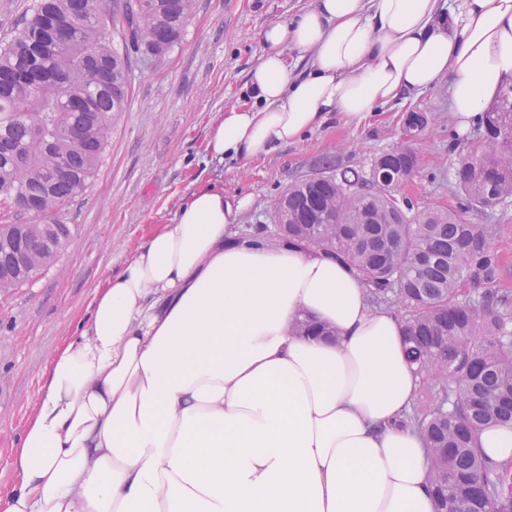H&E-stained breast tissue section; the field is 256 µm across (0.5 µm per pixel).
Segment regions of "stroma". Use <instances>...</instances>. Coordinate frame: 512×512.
Instances as JSON below:
<instances>
[{
    "instance_id": "35a3bbf8",
    "label": "stroma",
    "mask_w": 512,
    "mask_h": 512,
    "mask_svg": "<svg viewBox=\"0 0 512 512\" xmlns=\"http://www.w3.org/2000/svg\"><path fill=\"white\" fill-rule=\"evenodd\" d=\"M312 4L198 0L182 44L163 64L130 53L128 106L117 117L97 176L63 214L73 227L68 247L28 285L0 294V487L17 478L12 450L43 394L56 348L84 322L94 289L121 270L149 232L174 223L194 185L215 184L250 198L236 236L268 243L276 199L316 172L321 159L367 172L384 152L412 150L417 165L401 192L413 214L442 206L468 223L491 225L502 269L498 286L512 292V200L488 210L463 207L455 171L471 150L483 148L485 125L457 126L447 79L366 122L330 121L256 162L219 163L207 155L218 115L251 99L248 75L265 53L263 30L294 20ZM412 112L428 122L409 138L404 121Z\"/></svg>"
}]
</instances>
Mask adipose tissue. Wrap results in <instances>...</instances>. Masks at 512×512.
Here are the masks:
<instances>
[{
  "label": "adipose tissue",
  "mask_w": 512,
  "mask_h": 512,
  "mask_svg": "<svg viewBox=\"0 0 512 512\" xmlns=\"http://www.w3.org/2000/svg\"><path fill=\"white\" fill-rule=\"evenodd\" d=\"M262 38L253 101L219 114L213 160L363 122L443 77L464 128L512 85V0H315ZM250 205L196 188L95 288L0 512H436L402 322L344 261L236 244ZM307 319L331 336L298 334Z\"/></svg>",
  "instance_id": "obj_1"
}]
</instances>
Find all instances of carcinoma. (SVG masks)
<instances>
[{
    "label": "carcinoma",
    "mask_w": 512,
    "mask_h": 512,
    "mask_svg": "<svg viewBox=\"0 0 512 512\" xmlns=\"http://www.w3.org/2000/svg\"><path fill=\"white\" fill-rule=\"evenodd\" d=\"M196 0H122L112 29L144 55L161 59L184 39ZM97 4L35 0L0 41V206L51 215L47 246L34 243L24 267L0 264V292L51 267L73 231L61 213L100 168L112 126L128 102L129 61L95 22ZM52 18L72 28L60 47L44 30ZM39 70L29 86L21 76ZM492 149L457 171L470 205L512 199V87L489 113ZM405 149L376 157L378 168L409 178ZM395 190L357 169H322L288 187L287 244L322 250L353 266L372 303L393 305L422 376L407 416L429 452L437 512H512V470L484 458L476 433L512 424V294L491 287L499 262L485 228L432 207L418 217Z\"/></svg>",
    "instance_id": "cac0c4a2"
}]
</instances>
